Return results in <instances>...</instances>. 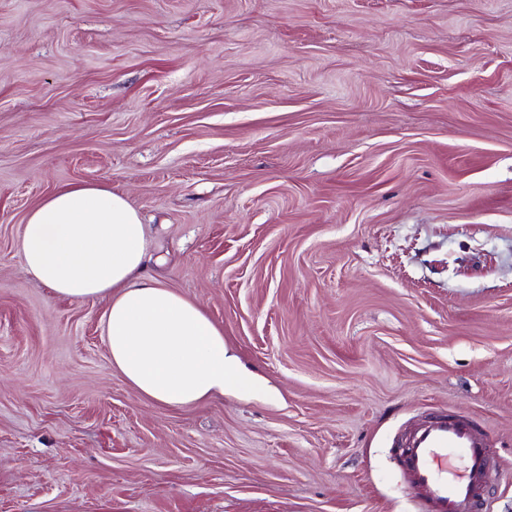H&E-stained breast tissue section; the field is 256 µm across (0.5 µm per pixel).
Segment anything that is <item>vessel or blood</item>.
<instances>
[{
    "mask_svg": "<svg viewBox=\"0 0 512 512\" xmlns=\"http://www.w3.org/2000/svg\"><path fill=\"white\" fill-rule=\"evenodd\" d=\"M403 477L417 512H482L494 464L480 429L457 415L422 420L401 439ZM461 456L462 467L450 466Z\"/></svg>",
    "mask_w": 512,
    "mask_h": 512,
    "instance_id": "vessel-or-blood-1",
    "label": "vessel or blood"
}]
</instances>
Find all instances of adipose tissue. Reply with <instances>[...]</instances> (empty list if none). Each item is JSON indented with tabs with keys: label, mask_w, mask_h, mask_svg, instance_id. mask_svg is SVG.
<instances>
[{
	"label": "adipose tissue",
	"mask_w": 512,
	"mask_h": 512,
	"mask_svg": "<svg viewBox=\"0 0 512 512\" xmlns=\"http://www.w3.org/2000/svg\"><path fill=\"white\" fill-rule=\"evenodd\" d=\"M150 240L138 212L103 185L78 184L45 198L18 239L27 273L55 296L106 299L113 366L140 395L180 407L251 392L255 384L197 302L147 272Z\"/></svg>",
	"instance_id": "ef3b65f1"
}]
</instances>
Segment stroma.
I'll return each mask as SVG.
<instances>
[{"mask_svg": "<svg viewBox=\"0 0 512 512\" xmlns=\"http://www.w3.org/2000/svg\"><path fill=\"white\" fill-rule=\"evenodd\" d=\"M74 183L262 391L157 405L27 274ZM441 411L512 512V0H0V512H415Z\"/></svg>", "mask_w": 512, "mask_h": 512, "instance_id": "1", "label": "stroma"}]
</instances>
